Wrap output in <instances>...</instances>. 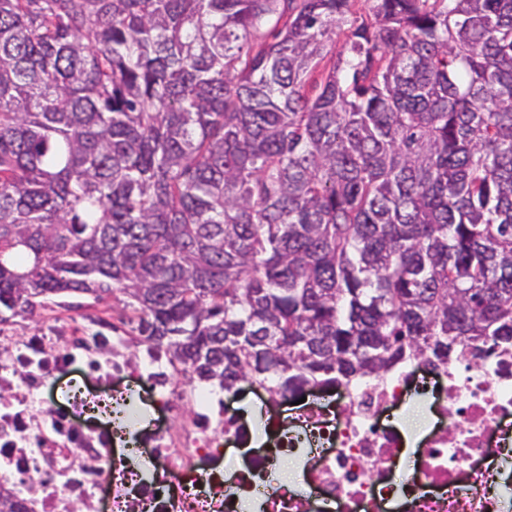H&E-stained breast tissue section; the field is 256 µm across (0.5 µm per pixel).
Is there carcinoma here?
Returning a JSON list of instances; mask_svg holds the SVG:
<instances>
[{"mask_svg":"<svg viewBox=\"0 0 512 512\" xmlns=\"http://www.w3.org/2000/svg\"><path fill=\"white\" fill-rule=\"evenodd\" d=\"M349 2L0 0V322L292 397L511 347L512 0Z\"/></svg>","mask_w":512,"mask_h":512,"instance_id":"obj_1","label":"carcinoma"}]
</instances>
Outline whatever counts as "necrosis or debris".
I'll return each mask as SVG.
<instances>
[{"mask_svg": "<svg viewBox=\"0 0 512 512\" xmlns=\"http://www.w3.org/2000/svg\"><path fill=\"white\" fill-rule=\"evenodd\" d=\"M82 327L18 336L0 325V499L21 512H504L512 502V347L483 367L416 362L375 388H344L227 431L230 392L185 394L149 342ZM421 398L412 428L397 408ZM303 457L308 488L273 477L281 452Z\"/></svg>", "mask_w": 512, "mask_h": 512, "instance_id": "4bbe7bcc", "label": "necrosis or debris"}]
</instances>
